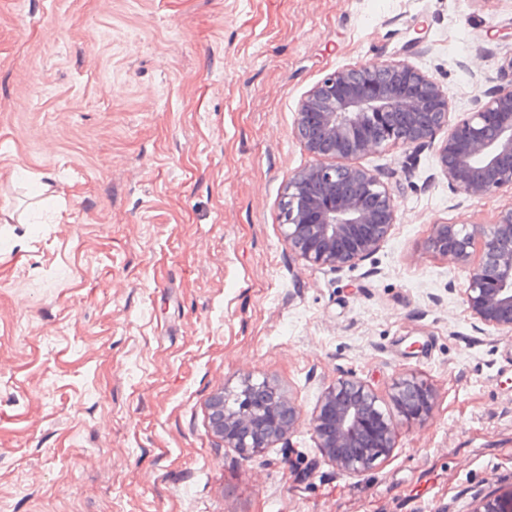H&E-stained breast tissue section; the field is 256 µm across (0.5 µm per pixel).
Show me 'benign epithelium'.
<instances>
[{"label":"benign epithelium","instance_id":"1","mask_svg":"<svg viewBox=\"0 0 512 512\" xmlns=\"http://www.w3.org/2000/svg\"><path fill=\"white\" fill-rule=\"evenodd\" d=\"M447 94L405 59L357 63L323 79L300 100L294 137L315 163L286 184L282 226L288 251L317 268L354 267L373 255L397 221L398 200L381 175L353 160L385 146L420 147L446 136L437 165L448 186L473 199L512 188V83L485 92L470 116L449 124ZM467 273L465 303L487 328L512 335V207L492 224H435L426 241ZM481 259L472 261L474 253ZM401 416L424 419L433 392L412 375L391 387ZM213 433L246 459L286 445L301 424L295 400L268 385L235 406L209 402ZM316 448L336 469L360 476L394 448L395 423L362 379L343 375L323 393L308 421Z\"/></svg>","mask_w":512,"mask_h":512}]
</instances>
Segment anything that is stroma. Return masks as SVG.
<instances>
[{"mask_svg": "<svg viewBox=\"0 0 512 512\" xmlns=\"http://www.w3.org/2000/svg\"><path fill=\"white\" fill-rule=\"evenodd\" d=\"M407 59L450 121L512 83V0H0V512H479L512 494V335L464 305L433 225L490 224L512 189L452 190L437 144L359 165L399 197L352 268L289 256L280 201L313 162L300 99ZM353 373L392 410L374 469L307 426L245 460L214 394L268 382L310 417ZM391 401L406 419H424L432 410L433 392L413 375H402L391 387Z\"/></svg>", "mask_w": 512, "mask_h": 512, "instance_id": "stroma-1", "label": "stroma"}]
</instances>
